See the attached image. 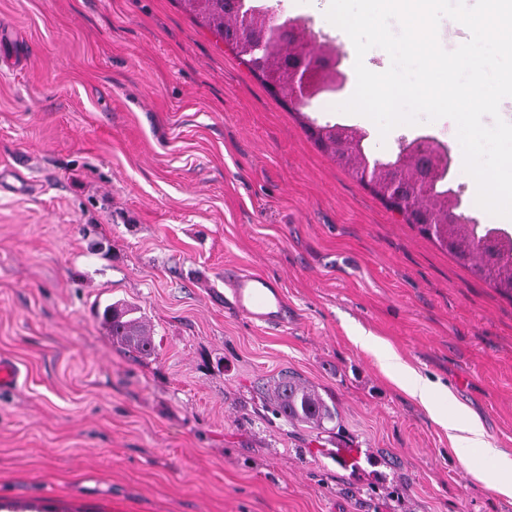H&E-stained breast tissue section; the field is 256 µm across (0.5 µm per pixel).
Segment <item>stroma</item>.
Here are the masks:
<instances>
[{"instance_id": "stroma-1", "label": "stroma", "mask_w": 512, "mask_h": 512, "mask_svg": "<svg viewBox=\"0 0 512 512\" xmlns=\"http://www.w3.org/2000/svg\"><path fill=\"white\" fill-rule=\"evenodd\" d=\"M340 91L295 106L184 0H0V506L10 512H512L383 371L376 337L512 456V293L459 263L321 147L373 160L427 137L480 227L453 120L380 135L336 106L355 48L326 0H265ZM281 286L288 324L224 300V268ZM135 308L141 358L97 316ZM336 408L320 431L263 411L282 372Z\"/></svg>"}]
</instances>
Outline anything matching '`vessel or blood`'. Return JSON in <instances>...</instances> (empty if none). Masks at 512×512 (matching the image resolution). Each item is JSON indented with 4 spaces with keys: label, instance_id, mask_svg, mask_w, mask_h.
<instances>
[{
    "label": "vessel or blood",
    "instance_id": "b4317fda",
    "mask_svg": "<svg viewBox=\"0 0 512 512\" xmlns=\"http://www.w3.org/2000/svg\"><path fill=\"white\" fill-rule=\"evenodd\" d=\"M224 293L251 322L280 326L288 319V306L281 288L263 274L243 269L225 271Z\"/></svg>",
    "mask_w": 512,
    "mask_h": 512
}]
</instances>
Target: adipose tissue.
Here are the masks:
<instances>
[{
    "label": "adipose tissue",
    "mask_w": 512,
    "mask_h": 512,
    "mask_svg": "<svg viewBox=\"0 0 512 512\" xmlns=\"http://www.w3.org/2000/svg\"><path fill=\"white\" fill-rule=\"evenodd\" d=\"M356 344L365 349L376 350L383 370L389 374L397 385L417 399L433 417H441L438 405L444 388L403 362L389 348L372 336H359ZM449 439L460 461L471 469L476 477H483L486 472H493L495 478L490 487L495 492L512 495V458L502 454L498 449L488 445L481 425L474 419H461L454 416L448 420Z\"/></svg>",
    "instance_id": "1"
}]
</instances>
